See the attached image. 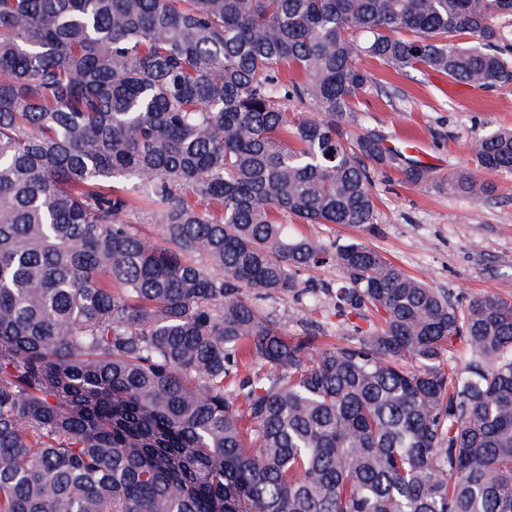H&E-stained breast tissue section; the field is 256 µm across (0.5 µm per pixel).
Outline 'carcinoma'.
I'll return each instance as SVG.
<instances>
[{"mask_svg":"<svg viewBox=\"0 0 512 512\" xmlns=\"http://www.w3.org/2000/svg\"><path fill=\"white\" fill-rule=\"evenodd\" d=\"M508 16L0 0V512H512V300L460 307L362 239L283 223L373 233L380 169L491 196L512 129L437 180L360 124L361 58L511 86ZM323 265L335 287L299 286ZM319 290L380 324L318 346V320L289 336L258 305Z\"/></svg>","mask_w":512,"mask_h":512,"instance_id":"1","label":"carcinoma"}]
</instances>
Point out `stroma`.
Returning a JSON list of instances; mask_svg holds the SVG:
<instances>
[{
	"instance_id": "obj_1",
	"label": "stroma",
	"mask_w": 512,
	"mask_h": 512,
	"mask_svg": "<svg viewBox=\"0 0 512 512\" xmlns=\"http://www.w3.org/2000/svg\"><path fill=\"white\" fill-rule=\"evenodd\" d=\"M363 65L373 75L359 97L365 128L397 146L406 135L418 136L437 176L465 164L474 138L512 129V86L481 89L425 67L402 75L369 58ZM487 179L496 186L491 198H464L406 184L388 170L373 187L374 234L293 218L289 230L327 243L366 237L405 273L446 291L459 305L476 295L512 298V174Z\"/></svg>"
}]
</instances>
